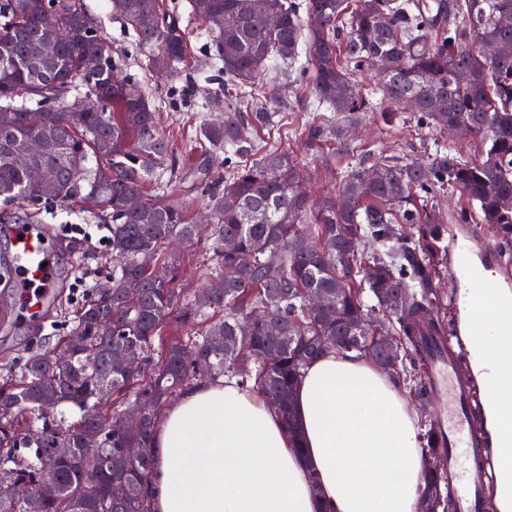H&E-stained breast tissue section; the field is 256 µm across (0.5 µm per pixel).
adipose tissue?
<instances>
[{
    "instance_id": "adipose-tissue-1",
    "label": "adipose tissue",
    "mask_w": 512,
    "mask_h": 512,
    "mask_svg": "<svg viewBox=\"0 0 512 512\" xmlns=\"http://www.w3.org/2000/svg\"><path fill=\"white\" fill-rule=\"evenodd\" d=\"M472 267L460 340L482 394L497 512H512V289ZM293 408L296 435L235 380L186 391L154 433L152 512H419L418 417L385 372L349 353L321 355Z\"/></svg>"
}]
</instances>
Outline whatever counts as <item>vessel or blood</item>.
Returning a JSON list of instances; mask_svg holds the SVG:
<instances>
[{"label":"vessel or blood","instance_id":"vessel-or-blood-1","mask_svg":"<svg viewBox=\"0 0 512 512\" xmlns=\"http://www.w3.org/2000/svg\"><path fill=\"white\" fill-rule=\"evenodd\" d=\"M14 288L22 300L24 318L38 319L48 296L57 285L54 253L48 238L36 226L12 230ZM427 386L440 397L436 418L445 447L448 494L455 512H483L487 485L485 473L477 463L462 466L461 457L476 447L472 431L469 401L473 391L470 380L461 377L454 357L446 354L432 339H425Z\"/></svg>","mask_w":512,"mask_h":512}]
</instances>
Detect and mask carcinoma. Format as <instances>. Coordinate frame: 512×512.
Wrapping results in <instances>:
<instances>
[{
	"mask_svg": "<svg viewBox=\"0 0 512 512\" xmlns=\"http://www.w3.org/2000/svg\"><path fill=\"white\" fill-rule=\"evenodd\" d=\"M143 0H119L116 20L140 56L141 67L185 82L224 77L212 104L224 116L196 132L202 155L224 152V175L197 169L208 193L207 223L197 224L186 200L171 190L147 191V181L168 170L167 139L149 92L128 100L122 87L128 54L117 52L84 0H4L0 3V148L33 135L27 111L45 114L42 133L56 153L16 168L0 153L1 224H40L51 199L35 194L47 175L66 186L60 203L90 207L110 222L112 297L87 293L73 320L53 341L31 348L0 374V392L14 398L0 412V512H22L9 489L33 494L52 481L47 512H151L148 478L160 412L188 387L226 376L279 406L288 429L295 386L309 362L326 349L355 353L379 364L381 338L397 346L399 367L388 372L397 389L425 406V361L413 349L419 336H446L436 315V280L448 268V220L436 209L443 193L459 192L457 224H485L500 250L512 252V54L487 56L482 42H512V0H265L279 18L275 28L256 24L249 0H190L209 33V50L189 57L190 34L177 5L147 12ZM52 13L55 33L45 25ZM46 77L32 69L47 43ZM311 63L312 91L344 124L313 125L308 144L343 134L344 125L376 110L387 123L407 100L420 125L459 124L480 140L468 159L436 144L419 164L382 151L339 176L335 199L309 204L304 179L284 153L266 150L258 130L275 123L268 104L250 112L239 90L256 83L266 63L292 65L301 52ZM385 59L380 101L359 97L355 79ZM81 178L71 180L72 170ZM142 199L139 210L127 200ZM236 240L232 252L224 238ZM302 237L314 248H296ZM206 248L200 305L180 284L185 256L170 245ZM329 295L338 318L329 321L306 304L309 290ZM247 322L251 332L240 335ZM176 327L173 334L170 327ZM70 352L69 364L57 354ZM129 351L141 360L132 373L114 372L110 356ZM200 363H195V359ZM57 389L58 406L42 410L41 390ZM135 416L139 426L112 435V446L79 451L75 463L57 461L59 444L78 447L91 425ZM37 439L28 442L29 431ZM427 448L421 512H451L444 457L435 421H424ZM139 458L126 460L130 444ZM114 474L130 490L109 499Z\"/></svg>",
	"mask_w": 512,
	"mask_h": 512,
	"instance_id": "cac0c4a2",
	"label": "carcinoma"
}]
</instances>
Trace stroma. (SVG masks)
Returning <instances> with one entry per match:
<instances>
[{
	"instance_id": "stroma-1",
	"label": "stroma",
	"mask_w": 512,
	"mask_h": 512,
	"mask_svg": "<svg viewBox=\"0 0 512 512\" xmlns=\"http://www.w3.org/2000/svg\"><path fill=\"white\" fill-rule=\"evenodd\" d=\"M267 69L276 75L272 82L274 94L286 99L289 108L278 113L276 123L261 130L260 135L269 145L288 153L306 169L308 177L305 187L312 204L321 203L325 195L334 192L336 173L350 162V153L354 150L397 151L418 161L427 160L437 143L471 158L478 157L480 153L478 141L469 137L451 138L443 132L419 127L413 113L404 108L400 109L398 121L393 125H384L378 114L368 112L359 122L361 136L349 137L345 142L332 138L320 146H308L300 133L302 125L314 118L335 121V112L319 105L314 98L296 99L291 72L280 70L278 64L272 62L268 63ZM127 74L160 102V127L170 147L182 160L183 166L176 176L170 177L169 187L187 197L193 210L204 209L206 195L192 181V173L200 158L192 138L203 122L215 116L208 105V99L215 90L214 84L199 79L192 95L185 98L174 90L172 80L145 72L137 59L129 60ZM50 225L60 274L58 289L61 303L43 324L40 333L25 331L16 334L12 332L10 324H0V369L15 362L26 348L56 336L62 323L71 318L85 291L105 281V273L112 264V242L108 230L104 229L101 221L87 217L78 206H56ZM448 242L452 245L467 244L477 260L491 264L502 282L512 287V254L499 251L486 225H449Z\"/></svg>"
}]
</instances>
